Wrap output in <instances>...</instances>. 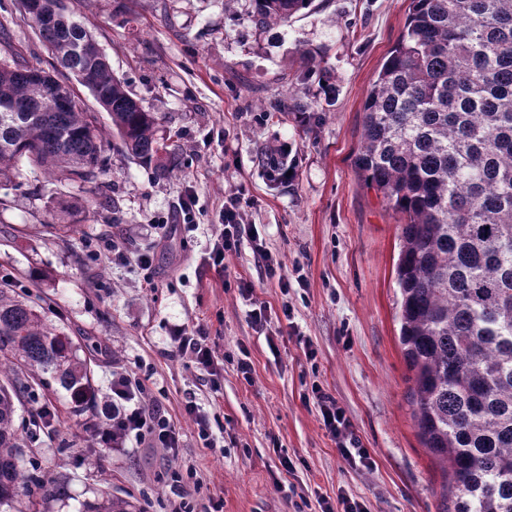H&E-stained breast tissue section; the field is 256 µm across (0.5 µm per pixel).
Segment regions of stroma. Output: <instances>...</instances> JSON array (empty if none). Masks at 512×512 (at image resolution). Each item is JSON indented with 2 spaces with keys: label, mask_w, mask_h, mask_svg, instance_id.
<instances>
[{
  "label": "stroma",
  "mask_w": 512,
  "mask_h": 512,
  "mask_svg": "<svg viewBox=\"0 0 512 512\" xmlns=\"http://www.w3.org/2000/svg\"><path fill=\"white\" fill-rule=\"evenodd\" d=\"M75 8L130 95L156 112L159 133L175 135L184 164L159 177L107 151L114 211L72 216L66 205L78 185L19 163L0 188V277L49 296L48 320L98 345L99 428L111 426L113 408H125L112 382L127 373L141 380L136 400L159 404L175 422L180 448L173 454L132 437L103 445L70 417L68 394L53 389L42 400L58 434L40 437L27 458L46 476L65 474L67 484L57 500L22 499L21 512H84L105 496L137 512H175L169 475L182 466L198 472V502H222L223 512H293L299 495L340 491L367 512H441L444 475L417 434L399 341V217L353 166L366 94L403 30L409 0H313L288 25L267 30L252 23L251 0H77ZM0 23L28 60L48 66L18 0H0ZM304 49L324 57L323 71L303 86L305 101L328 104L315 123L263 110L302 71ZM273 139L299 160L295 181L276 190L255 161L257 146ZM239 189L244 221L282 260V279L267 277L247 241L226 256L224 270L208 260L224 196ZM188 192L194 221L180 224ZM162 222L174 226L165 238L156 229ZM112 243L126 261L101 260ZM143 253L153 259L150 288L137 264ZM241 281L252 295H240ZM262 305L268 322L259 330L250 312ZM194 324L216 346L212 371L176 355L170 341L175 327ZM241 359L250 378L237 369ZM315 383L344 407L371 467L339 455L303 400ZM189 400L219 413L223 447L202 446L183 412ZM283 454L296 474L283 471Z\"/></svg>",
  "instance_id": "obj_1"
}]
</instances>
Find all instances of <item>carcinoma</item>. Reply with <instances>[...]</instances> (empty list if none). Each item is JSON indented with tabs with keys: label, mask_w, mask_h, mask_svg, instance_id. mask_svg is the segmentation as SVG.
I'll return each mask as SVG.
<instances>
[{
	"label": "carcinoma",
	"mask_w": 512,
	"mask_h": 512,
	"mask_svg": "<svg viewBox=\"0 0 512 512\" xmlns=\"http://www.w3.org/2000/svg\"><path fill=\"white\" fill-rule=\"evenodd\" d=\"M255 25H287L311 0H251ZM59 22L38 28L56 59L29 67L10 38L0 52V184L26 161L76 183L106 171V130L87 89L111 121L117 149L169 175L182 164L158 117L114 76L91 32L63 0H21ZM271 112L317 118L290 84ZM267 184L296 174L288 145L256 155ZM355 171L401 217L396 264L400 344L413 386L418 434L443 465L444 512H512V0H410L404 28L364 102ZM49 323L42 298L0 278V510L61 483L21 468L24 448L49 425L16 424V404L50 383L71 414L94 404L92 358ZM87 512H132L107 498Z\"/></svg>",
	"instance_id": "cac0c4a2"
}]
</instances>
